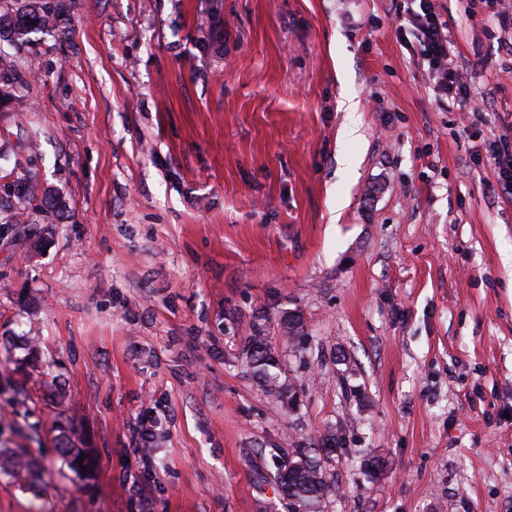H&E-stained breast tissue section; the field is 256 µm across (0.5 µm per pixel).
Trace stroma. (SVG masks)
<instances>
[{
  "instance_id": "obj_1",
  "label": "stroma",
  "mask_w": 512,
  "mask_h": 512,
  "mask_svg": "<svg viewBox=\"0 0 512 512\" xmlns=\"http://www.w3.org/2000/svg\"><path fill=\"white\" fill-rule=\"evenodd\" d=\"M62 3L0 35V512H293L327 433L320 512H512V16L437 0L466 119L407 0ZM411 11L406 13L398 24L399 32H412L417 40L416 54L423 69L433 83L434 91L439 96L450 97L457 102L463 112L471 103L470 87L459 69L452 66L450 58L454 48L448 29V22L442 18L435 0H411ZM511 139V135H504L503 143L500 141V145L494 142L488 147V152L494 160H497L498 171L497 177L501 184L508 188H512V161L509 160L507 164L500 163V157L502 153L508 152V141ZM505 140V141H504ZM265 336H261L259 332L249 336L248 352L250 363L262 380L265 390L277 397H291V388L285 381L281 380V367L278 360L271 354L265 343ZM288 391V396H287ZM282 471L278 485L284 497L297 506L295 512L317 511L315 507L318 508L331 487L317 457L300 452L297 460L288 463V470Z\"/></svg>"
}]
</instances>
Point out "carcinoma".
<instances>
[{
  "label": "carcinoma",
  "instance_id": "obj_1",
  "mask_svg": "<svg viewBox=\"0 0 512 512\" xmlns=\"http://www.w3.org/2000/svg\"><path fill=\"white\" fill-rule=\"evenodd\" d=\"M55 8L32 0V3L11 15L0 14V29L7 28L14 37L21 39L35 28H50L56 24ZM250 363L263 381L265 390L277 397H287L291 388L281 380V367L265 343V337L255 333L249 337ZM278 485L284 497L297 506V512H315L324 496L330 491L320 461L314 455L299 453L288 463V470L278 476Z\"/></svg>",
  "mask_w": 512,
  "mask_h": 512
}]
</instances>
